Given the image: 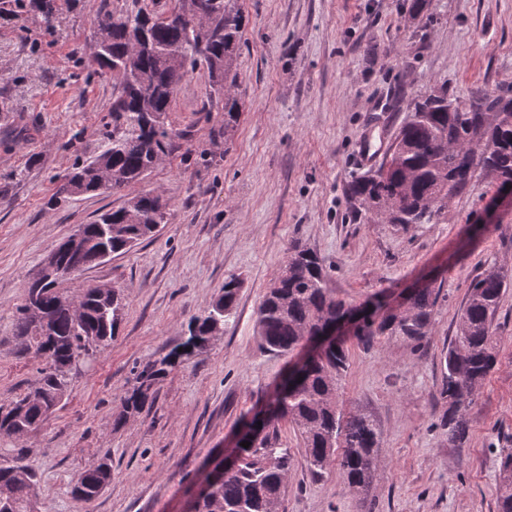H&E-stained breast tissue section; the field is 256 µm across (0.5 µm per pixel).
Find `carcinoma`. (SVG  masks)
<instances>
[{"mask_svg":"<svg viewBox=\"0 0 512 512\" xmlns=\"http://www.w3.org/2000/svg\"><path fill=\"white\" fill-rule=\"evenodd\" d=\"M197 7L208 29L199 41L184 19L186 2ZM133 0L126 11H108L92 26L95 63L112 72L118 96L112 102V132L94 155L74 164L63 177L53 206L62 198L106 194L144 181L163 157L185 137L168 127L167 119L177 87L188 68L205 64L213 92L224 97V124L218 134L232 140L239 122L235 56L243 15L237 0H178L170 20ZM408 118L400 128L385 163L377 171L348 185L357 212L374 224L408 228L429 224L448 200L470 184L475 172L501 190L512 187V97L499 92L463 98L441 88L408 104ZM168 222L167 203L153 191H141L124 206L103 212L84 225L82 247L123 253L152 237L156 226ZM288 262L263 296L255 319L257 336L269 352L288 358V366L265 403L241 430L233 449L234 468L195 505L196 512H277L288 483L292 454L280 440L281 427L298 433L312 476L321 478L338 462L345 483L365 496L381 467V433L369 416L339 408L341 380L348 368V341L366 348L385 337L398 336L419 348L428 340L440 289L416 288L405 307L394 309L377 298L352 306L333 295L324 260L296 241ZM63 280L51 279L34 300L26 291L19 309L15 336L40 356L38 390L41 398L17 396L0 406V430L36 429L63 399L72 363L91 351L100 352L118 334L123 320V294L89 286L77 294L81 312L71 309ZM512 283L499 268L476 276L458 315L453 340L441 357L439 395L444 404L440 426L448 447L461 448L468 437L467 413L488 375L498 363L501 337L496 318L501 300ZM240 282L232 276L209 308L191 318L188 335L164 356L148 362L136 385L123 399L122 421L140 412L153 386L183 361L207 351L202 344L235 315ZM50 316L49 332L41 336L37 311ZM354 316L356 329L336 340L302 366L295 364L304 344L320 330ZM107 459L80 471L71 488L79 501H90L111 482L102 470ZM37 480L28 469L0 462V512H38ZM496 512H512V451L501 459L496 488Z\"/></svg>","mask_w":512,"mask_h":512,"instance_id":"obj_1","label":"carcinoma"}]
</instances>
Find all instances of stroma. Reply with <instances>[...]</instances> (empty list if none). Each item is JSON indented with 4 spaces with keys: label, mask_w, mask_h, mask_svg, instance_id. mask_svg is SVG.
<instances>
[{
    "label": "stroma",
    "mask_w": 512,
    "mask_h": 512,
    "mask_svg": "<svg viewBox=\"0 0 512 512\" xmlns=\"http://www.w3.org/2000/svg\"><path fill=\"white\" fill-rule=\"evenodd\" d=\"M130 3L54 0L49 28L0 0V403L38 376L14 329L52 245L137 189L169 203L153 239L65 281L73 292L121 289L120 332L72 372L37 430L0 435V461L18 457L36 473L40 512H186L204 467L223 458L284 370V357L261 347L254 319L298 240L324 259L330 288L347 303L395 301L424 279L442 293L423 349L395 336L349 348L340 403L369 415L382 436L368 500L349 491L339 468L313 478L286 427L293 462L279 512H495L500 460L512 450V289L496 320L499 364L468 412L462 448L449 447L439 428L440 360L472 279L493 265L512 276V211L469 237L493 193L477 177L431 223L371 224L346 186L368 172L357 162L365 137L382 133L391 146L409 102L442 87L467 97L512 85V0H427L417 18L407 0H238L234 138L216 136L224 102L197 65L168 114L187 138L139 188L50 206L61 177L99 150L112 123L115 86L93 61L92 24L101 10ZM17 126L27 129L19 146L10 135ZM233 275L242 288L223 334L156 383L152 404L115 424L137 373L186 335ZM103 457L110 484L91 501L73 498L77 473Z\"/></svg>",
    "instance_id": "obj_1"
}]
</instances>
